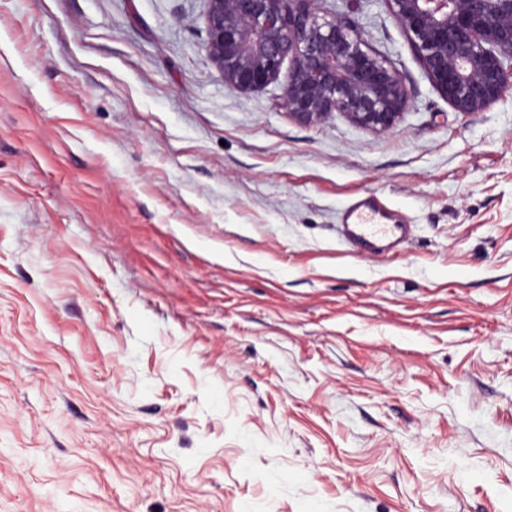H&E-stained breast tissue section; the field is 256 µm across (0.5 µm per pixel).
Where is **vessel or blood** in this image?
<instances>
[{"mask_svg": "<svg viewBox=\"0 0 512 512\" xmlns=\"http://www.w3.org/2000/svg\"><path fill=\"white\" fill-rule=\"evenodd\" d=\"M341 229L353 247L371 254L393 252L411 235L410 225L394 223L390 213L369 197L356 201L349 208Z\"/></svg>", "mask_w": 512, "mask_h": 512, "instance_id": "1", "label": "vessel or blood"}]
</instances>
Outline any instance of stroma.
<instances>
[{
    "label": "stroma",
    "mask_w": 512,
    "mask_h": 512,
    "mask_svg": "<svg viewBox=\"0 0 512 512\" xmlns=\"http://www.w3.org/2000/svg\"><path fill=\"white\" fill-rule=\"evenodd\" d=\"M397 126L240 90L207 0H0V512H512V91L385 0ZM375 197L412 235L356 252Z\"/></svg>",
    "instance_id": "35a3bbf8"
}]
</instances>
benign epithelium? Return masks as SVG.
<instances>
[{"label": "benign epithelium", "instance_id": "1", "mask_svg": "<svg viewBox=\"0 0 512 512\" xmlns=\"http://www.w3.org/2000/svg\"><path fill=\"white\" fill-rule=\"evenodd\" d=\"M207 2L208 54L230 86H264L288 60L283 105L302 123L340 112L384 132L406 109L403 78L351 20L319 18L311 0ZM385 2L457 111H480L512 88V0Z\"/></svg>", "mask_w": 512, "mask_h": 512}]
</instances>
